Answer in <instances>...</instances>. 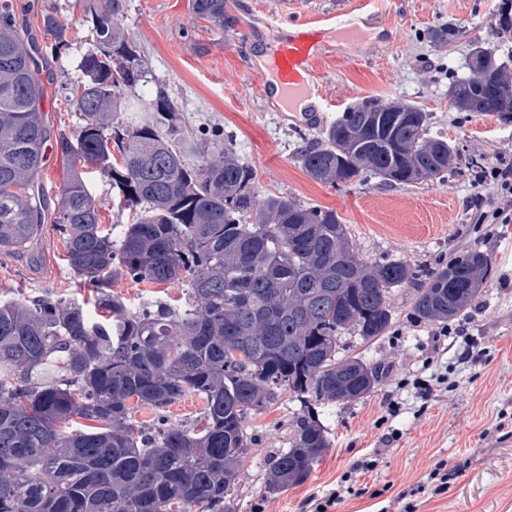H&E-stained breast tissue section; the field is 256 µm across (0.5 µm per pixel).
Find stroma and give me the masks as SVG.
Returning a JSON list of instances; mask_svg holds the SVG:
<instances>
[{"mask_svg": "<svg viewBox=\"0 0 512 512\" xmlns=\"http://www.w3.org/2000/svg\"><path fill=\"white\" fill-rule=\"evenodd\" d=\"M500 0H377L366 20L372 35L353 44L330 42L320 73L335 105L317 121L286 119L257 90L256 60L239 21L276 15L281 0H225L224 24L199 18L192 0H126L123 26L141 44L149 63L148 92L164 88L178 105L181 121L193 129L231 136L252 167L259 189L305 205L336 210L360 258L370 264L402 261L413 269H438L477 249L489 255L486 288L460 322L474 339L476 359L458 361L460 346L436 338V324L421 322L411 287L395 289L393 319L382 336L362 341L345 335L339 352L378 366L373 392L354 402L316 404L330 445L307 479L280 493L264 489L268 460L286 449L301 405L290 391L245 421L251 447L230 501L235 512H307L310 496L334 485L352 461L376 455L375 470L357 476L360 496H348L338 512H404L411 493L417 512H512V223L477 224L473 217L496 199L494 184L475 187L482 168L512 159V118L461 112L451 104V78L468 76L478 48L512 56V39L494 28ZM16 24L43 37L42 16L55 13L69 27V49L47 58L44 112L52 128L76 133L77 112L64 88L79 77L82 57L95 44L82 23L79 0H9ZM461 26L453 45L430 34L443 23ZM368 98L403 101L423 108L432 135L461 155L445 178L406 187L370 179L333 187L310 178L298 159L300 147L317 144L347 108ZM61 234L46 220L37 243L23 254L0 252V298L46 289L64 297L80 290L65 260ZM114 292L131 306L174 303L180 283L117 281ZM447 370L451 386L422 403L411 386L424 374L423 362ZM396 414L385 418L387 407ZM503 431H493L496 422ZM446 460L444 492H417L434 462Z\"/></svg>", "mask_w": 512, "mask_h": 512, "instance_id": "stroma-1", "label": "stroma"}]
</instances>
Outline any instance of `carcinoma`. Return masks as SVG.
I'll list each match as a JSON object with an SVG mask.
<instances>
[{
    "instance_id": "obj_1",
    "label": "carcinoma",
    "mask_w": 512,
    "mask_h": 512,
    "mask_svg": "<svg viewBox=\"0 0 512 512\" xmlns=\"http://www.w3.org/2000/svg\"><path fill=\"white\" fill-rule=\"evenodd\" d=\"M125 6L81 4L95 50L69 87L81 121L72 139L51 137L41 50L0 3V251L29 250L51 207L66 264L90 292L83 303L49 289L0 301V512H232L248 412L285 389L332 402L372 392L377 366L337 357L343 335H383L392 292L404 285L417 286L419 319L463 317L491 273L478 250L435 270L369 265L335 210L259 190L232 140L196 143L164 90L132 98L149 83L148 60L121 24ZM193 10L224 25V0H194ZM494 28L512 37V0H500ZM43 29L54 50L69 45L55 15L43 16ZM459 36L451 23L431 33L442 45ZM450 98L461 111L507 117L512 68L478 49ZM53 142L75 166L51 198L39 176ZM182 145L202 160L187 163ZM457 157L431 135L427 113L400 101L353 107L324 143L301 150L306 173L334 186L438 180ZM90 167L112 181L129 223L102 227ZM119 278L181 281L185 303L133 308L112 291ZM40 367L52 369L48 383L28 385ZM188 394L206 401L198 426L162 414ZM140 407L157 411L152 423L132 419ZM74 418L89 424L63 429ZM328 447L318 419L302 413L289 448L268 463L267 491L302 482Z\"/></svg>"
}]
</instances>
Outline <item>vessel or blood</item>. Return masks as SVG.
Masks as SVG:
<instances>
[{"label": "vessel or blood", "mask_w": 512, "mask_h": 512, "mask_svg": "<svg viewBox=\"0 0 512 512\" xmlns=\"http://www.w3.org/2000/svg\"><path fill=\"white\" fill-rule=\"evenodd\" d=\"M253 51L263 62L259 92L270 103L293 117L316 118L334 102L323 89L316 64L330 37L354 38L361 32L358 21L341 19L338 13L287 15L263 18L261 26L244 22Z\"/></svg>", "instance_id": "obj_1"}]
</instances>
